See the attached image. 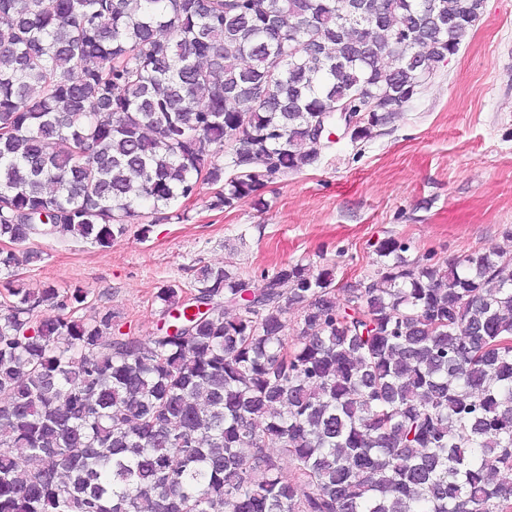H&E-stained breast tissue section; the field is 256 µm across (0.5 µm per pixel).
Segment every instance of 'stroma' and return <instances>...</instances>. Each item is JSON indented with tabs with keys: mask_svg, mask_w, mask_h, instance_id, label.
I'll list each match as a JSON object with an SVG mask.
<instances>
[{
	"mask_svg": "<svg viewBox=\"0 0 512 512\" xmlns=\"http://www.w3.org/2000/svg\"><path fill=\"white\" fill-rule=\"evenodd\" d=\"M214 191L201 184L182 219L144 236L131 227L108 248L55 234L0 239V249L20 255L13 275L25 287L84 288L81 316L112 311L122 331L142 337L162 321L160 288L192 282L202 265L257 276L299 260L327 264L345 288L373 273L375 245L391 236L439 263L512 251V0H485L457 55L398 118L366 140L326 144L315 165L270 185L266 209H210Z\"/></svg>",
	"mask_w": 512,
	"mask_h": 512,
	"instance_id": "stroma-1",
	"label": "stroma"
}]
</instances>
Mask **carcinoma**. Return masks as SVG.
<instances>
[{"label":"carcinoma","mask_w":512,"mask_h":512,"mask_svg":"<svg viewBox=\"0 0 512 512\" xmlns=\"http://www.w3.org/2000/svg\"><path fill=\"white\" fill-rule=\"evenodd\" d=\"M484 2L0 0V239L108 247L201 180L263 209L333 106L370 138ZM408 251L377 242L341 299L329 265H202L146 339L80 288L8 285L0 512H512V256Z\"/></svg>","instance_id":"1"}]
</instances>
